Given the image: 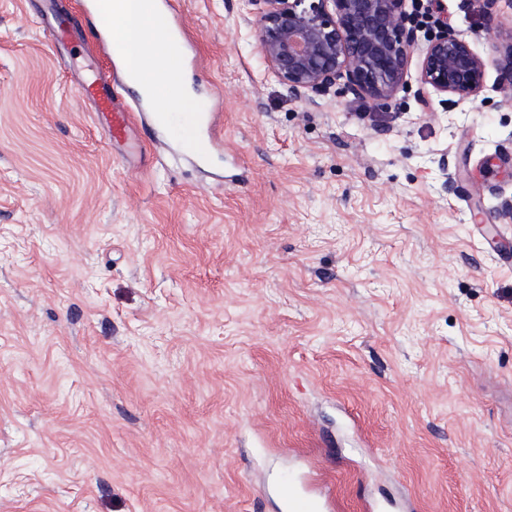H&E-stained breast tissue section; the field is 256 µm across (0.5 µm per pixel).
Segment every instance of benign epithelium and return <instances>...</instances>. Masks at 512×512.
<instances>
[{
  "instance_id": "obj_1",
  "label": "benign epithelium",
  "mask_w": 512,
  "mask_h": 512,
  "mask_svg": "<svg viewBox=\"0 0 512 512\" xmlns=\"http://www.w3.org/2000/svg\"><path fill=\"white\" fill-rule=\"evenodd\" d=\"M257 20L263 56L288 96H323L336 89L389 111L405 87L409 60L422 55L425 90L452 103H473L484 88L488 61L443 16L423 40L409 0H261ZM501 85L512 89V43L494 60Z\"/></svg>"
}]
</instances>
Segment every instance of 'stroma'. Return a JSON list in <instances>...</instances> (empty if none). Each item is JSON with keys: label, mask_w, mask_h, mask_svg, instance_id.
<instances>
[{"label": "stroma", "mask_w": 512, "mask_h": 512, "mask_svg": "<svg viewBox=\"0 0 512 512\" xmlns=\"http://www.w3.org/2000/svg\"><path fill=\"white\" fill-rule=\"evenodd\" d=\"M78 0H0V512H512V104L293 99L255 0H175L201 166L81 89ZM483 58L512 5L442 0ZM74 13L67 40L43 19ZM455 190H446V183ZM280 494L289 512H326L331 510V501L327 496L309 493L302 496L292 480L288 479L280 486Z\"/></svg>", "instance_id": "stroma-1"}]
</instances>
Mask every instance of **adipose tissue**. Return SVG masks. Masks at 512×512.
I'll use <instances>...</instances> for the list:
<instances>
[{
	"label": "adipose tissue",
	"mask_w": 512,
	"mask_h": 512,
	"mask_svg": "<svg viewBox=\"0 0 512 512\" xmlns=\"http://www.w3.org/2000/svg\"><path fill=\"white\" fill-rule=\"evenodd\" d=\"M97 16L113 44L125 50L127 79L161 112L184 111L194 94L180 53L167 36L168 20L151 0H96Z\"/></svg>",
	"instance_id": "obj_1"
}]
</instances>
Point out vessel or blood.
<instances>
[{
    "label": "vessel or blood",
    "instance_id": "1",
    "mask_svg": "<svg viewBox=\"0 0 512 512\" xmlns=\"http://www.w3.org/2000/svg\"><path fill=\"white\" fill-rule=\"evenodd\" d=\"M84 88L97 111L110 113L113 134H121L131 120L128 110L117 108L112 95L110 70L98 68L84 80ZM156 128L163 131L181 151L197 161H206L211 154L216 132L215 115L211 112L152 113ZM280 494L288 512H329L331 501L327 496L311 493L300 495L292 480H285Z\"/></svg>",
    "mask_w": 512,
    "mask_h": 512
}]
</instances>
